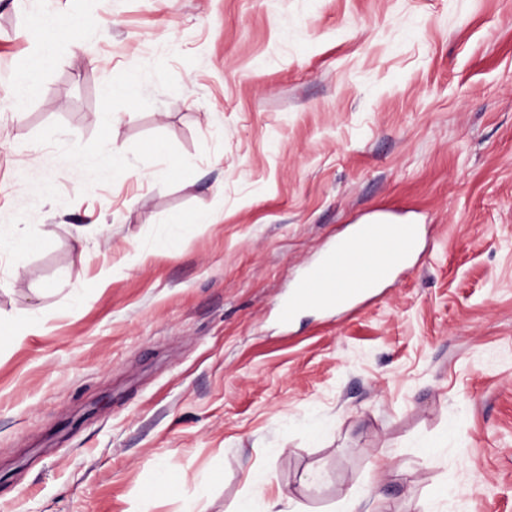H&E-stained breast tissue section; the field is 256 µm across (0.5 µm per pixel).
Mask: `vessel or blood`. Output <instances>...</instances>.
Here are the masks:
<instances>
[{
  "mask_svg": "<svg viewBox=\"0 0 512 512\" xmlns=\"http://www.w3.org/2000/svg\"><path fill=\"white\" fill-rule=\"evenodd\" d=\"M419 229L414 224H399L386 217H376L356 225L352 237L328 247L310 264L288 297L278 306L279 318L289 322L301 309L351 311L388 280L396 264L369 257V250L396 254L406 263L416 247Z\"/></svg>",
  "mask_w": 512,
  "mask_h": 512,
  "instance_id": "vessel-or-blood-1",
  "label": "vessel or blood"
}]
</instances>
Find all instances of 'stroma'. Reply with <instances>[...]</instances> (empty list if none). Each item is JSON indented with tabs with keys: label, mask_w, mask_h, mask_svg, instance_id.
Listing matches in <instances>:
<instances>
[{
	"label": "stroma",
	"mask_w": 512,
	"mask_h": 512,
	"mask_svg": "<svg viewBox=\"0 0 512 512\" xmlns=\"http://www.w3.org/2000/svg\"><path fill=\"white\" fill-rule=\"evenodd\" d=\"M379 214L410 270L282 325ZM1 224L0 512H512V0H0Z\"/></svg>",
	"instance_id": "1"
}]
</instances>
